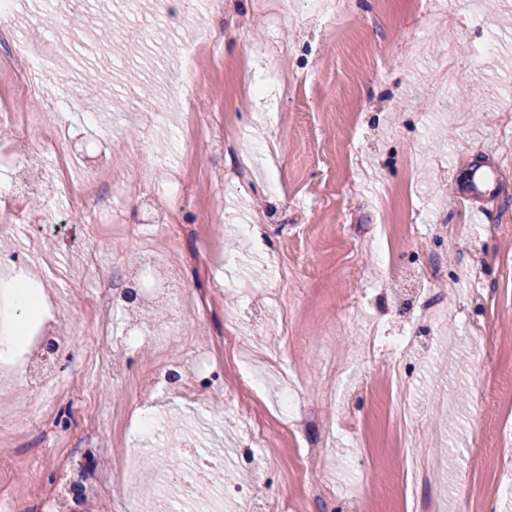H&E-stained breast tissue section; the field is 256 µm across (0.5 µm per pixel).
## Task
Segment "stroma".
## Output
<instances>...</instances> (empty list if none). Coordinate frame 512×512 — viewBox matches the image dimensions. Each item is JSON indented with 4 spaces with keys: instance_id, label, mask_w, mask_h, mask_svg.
<instances>
[{
    "instance_id": "35a3bbf8",
    "label": "stroma",
    "mask_w": 512,
    "mask_h": 512,
    "mask_svg": "<svg viewBox=\"0 0 512 512\" xmlns=\"http://www.w3.org/2000/svg\"><path fill=\"white\" fill-rule=\"evenodd\" d=\"M155 0L137 14L120 0L78 5L69 20L47 16L43 0H17L11 30L25 41L34 16L54 44L43 67L73 78L92 101L118 91L124 110L99 113L105 128L139 127L117 165L95 177L101 218L67 199L38 202L0 230V275H29L71 336L54 354L53 388L0 377V500L14 512H43L56 459L88 466L101 489L93 512H172L187 505L161 477H114L120 448H163L168 439L222 455V512H512L498 496L499 464L484 447L512 425V399L486 403L481 390L512 367V141L500 119L512 108V0ZM211 50L201 91L168 100L185 74L184 53L202 35ZM496 48L482 53L487 35ZM222 117L237 134L215 133L183 151L192 118ZM64 151L98 163L88 113L50 112ZM163 165L148 194L167 204L168 231L143 224L131 175L154 156ZM494 161L491 197L462 194L476 161ZM268 243L255 250L245 225ZM180 269L185 304H198L184 332L164 344L132 343L123 382L112 383V341L125 323L113 311L112 340L93 335L101 312L96 285L124 287L142 248ZM432 264L445 283L433 315L402 312V287ZM298 274L277 280L276 267ZM496 338L492 361L474 322ZM405 336L403 346H365L372 329ZM330 337V350L316 341ZM184 373L180 393L141 398L142 377ZM406 372L405 385L389 377ZM266 382L246 393L239 373ZM291 389L313 413L290 426L280 404ZM92 391L114 423L94 444L77 400ZM414 417L426 448L428 481L403 488L398 408ZM284 432L267 459L256 428ZM328 454L314 476L332 497L301 500L298 451Z\"/></svg>"
}]
</instances>
